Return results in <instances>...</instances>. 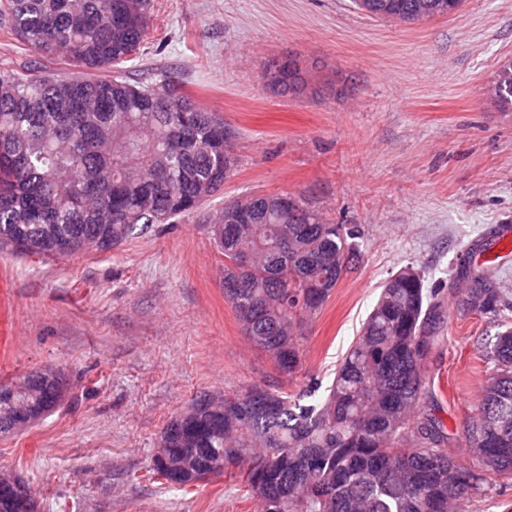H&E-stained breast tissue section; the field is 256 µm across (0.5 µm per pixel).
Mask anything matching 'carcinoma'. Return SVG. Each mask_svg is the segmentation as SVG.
<instances>
[{"mask_svg":"<svg viewBox=\"0 0 512 512\" xmlns=\"http://www.w3.org/2000/svg\"><path fill=\"white\" fill-rule=\"evenodd\" d=\"M152 0H0V18L42 59L69 75L0 69V246L47 259L118 247L154 224L191 214L234 169L231 133L173 81L130 84L108 71L138 54ZM373 19L415 22L456 13L462 0H354ZM493 101L512 108V58L493 76ZM278 195L224 207L214 240L224 289L242 329L284 374L300 364L295 326L314 318L358 259L355 230L331 224L299 198L305 224L285 223ZM62 237L65 254L52 251ZM464 307L496 314L509 306L489 271L458 272ZM447 315L412 269L390 276L320 401L255 386L198 397L182 429H164L190 484L208 461L247 465L243 478L268 512H453L483 478L448 453L444 423L429 412L430 352ZM494 374L470 417L468 456L512 475V327L484 346ZM266 390L264 410L245 400ZM31 420L59 404L65 387L43 377Z\"/></svg>","mask_w":512,"mask_h":512,"instance_id":"1","label":"carcinoma"}]
</instances>
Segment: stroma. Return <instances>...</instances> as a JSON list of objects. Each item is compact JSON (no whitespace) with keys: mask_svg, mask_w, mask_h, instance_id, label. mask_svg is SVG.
<instances>
[{"mask_svg":"<svg viewBox=\"0 0 512 512\" xmlns=\"http://www.w3.org/2000/svg\"><path fill=\"white\" fill-rule=\"evenodd\" d=\"M135 84L177 73L198 106L223 115L237 166L193 214L108 251L48 260L0 247V381L48 368L63 401L0 435V470L21 476L39 512H259L238 474L175 487L153 471L160 436L203 394L331 385L382 283L411 268L440 290L448 319L430 392L465 451L473 405L493 368L481 347L512 326L463 310L462 265L512 298V112L486 93L512 58V0H464L451 16L392 23L351 0H153ZM296 60L307 87L279 94L267 64ZM300 193L334 224L357 227L360 258L315 319L301 363L281 374L224 298L213 226L225 203ZM460 512H512V478L486 474Z\"/></svg>","mask_w":512,"mask_h":512,"instance_id":"1","label":"stroma"}]
</instances>
